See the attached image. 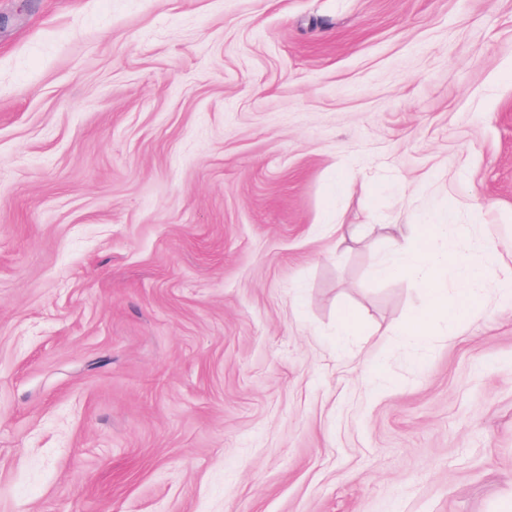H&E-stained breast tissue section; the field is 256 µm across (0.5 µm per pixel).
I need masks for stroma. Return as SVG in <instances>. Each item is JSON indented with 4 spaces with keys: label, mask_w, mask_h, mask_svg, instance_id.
<instances>
[{
    "label": "stroma",
    "mask_w": 512,
    "mask_h": 512,
    "mask_svg": "<svg viewBox=\"0 0 512 512\" xmlns=\"http://www.w3.org/2000/svg\"><path fill=\"white\" fill-rule=\"evenodd\" d=\"M450 211L494 289L512 0H0V512H512V312L375 273Z\"/></svg>",
    "instance_id": "35a3bbf8"
}]
</instances>
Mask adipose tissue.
I'll return each mask as SVG.
<instances>
[{
    "instance_id": "adipose-tissue-1",
    "label": "adipose tissue",
    "mask_w": 512,
    "mask_h": 512,
    "mask_svg": "<svg viewBox=\"0 0 512 512\" xmlns=\"http://www.w3.org/2000/svg\"><path fill=\"white\" fill-rule=\"evenodd\" d=\"M450 218H437L433 226L443 232L441 245L414 247L400 225H386V238L392 248L380 262L377 273L384 278L410 277L423 293L427 306L401 324L397 335L407 337L412 345L429 341L435 322L443 318L455 324L466 323L476 284L484 279V269L467 258L469 243L464 233L447 236Z\"/></svg>"
}]
</instances>
